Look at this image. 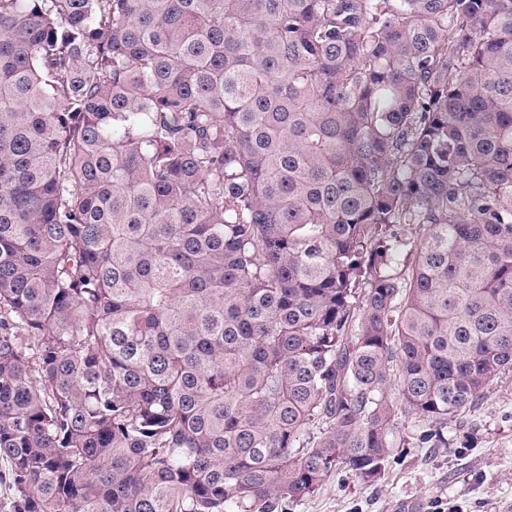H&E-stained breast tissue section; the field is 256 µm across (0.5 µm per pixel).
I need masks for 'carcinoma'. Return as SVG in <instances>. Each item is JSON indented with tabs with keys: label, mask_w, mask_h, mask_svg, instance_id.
<instances>
[{
	"label": "carcinoma",
	"mask_w": 512,
	"mask_h": 512,
	"mask_svg": "<svg viewBox=\"0 0 512 512\" xmlns=\"http://www.w3.org/2000/svg\"><path fill=\"white\" fill-rule=\"evenodd\" d=\"M505 371L512 0H0L3 512H276Z\"/></svg>",
	"instance_id": "carcinoma-1"
}]
</instances>
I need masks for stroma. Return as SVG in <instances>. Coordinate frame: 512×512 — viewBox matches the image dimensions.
Masks as SVG:
<instances>
[{"label":"stroma","mask_w":512,"mask_h":512,"mask_svg":"<svg viewBox=\"0 0 512 512\" xmlns=\"http://www.w3.org/2000/svg\"><path fill=\"white\" fill-rule=\"evenodd\" d=\"M417 427L414 417H402L404 443L375 480L332 473L285 512H431L435 503L457 512H512V372L496 378L475 409L449 422V447H411Z\"/></svg>","instance_id":"obj_1"}]
</instances>
